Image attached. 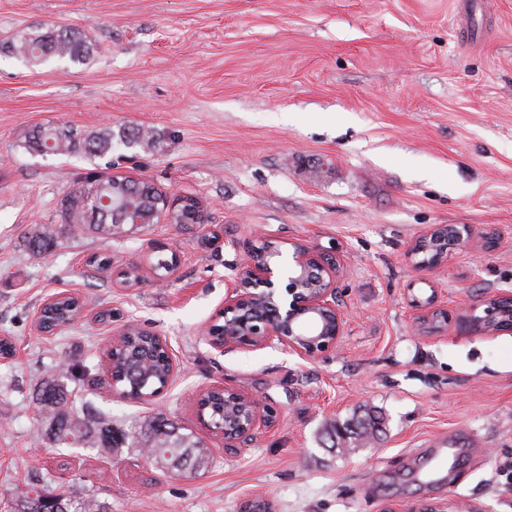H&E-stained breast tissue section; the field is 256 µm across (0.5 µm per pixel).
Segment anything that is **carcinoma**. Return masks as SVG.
Listing matches in <instances>:
<instances>
[{"label":"carcinoma","instance_id":"obj_1","mask_svg":"<svg viewBox=\"0 0 512 512\" xmlns=\"http://www.w3.org/2000/svg\"><path fill=\"white\" fill-rule=\"evenodd\" d=\"M31 66L50 60L83 65L92 49L82 34L73 29L48 28L24 31L0 45V50ZM153 140L144 128L114 134L110 127L98 131H80L73 127L41 124L25 139V149L42 157H80L98 160L89 172L73 179L72 187L60 201L64 223L81 232L92 233L106 240L125 231V227L141 229L145 224L160 221L159 199L163 192L150 180L113 176L112 154L131 149ZM189 204L176 211L173 223L185 226L196 223L199 201L189 196ZM27 247L34 255H42L58 244L55 229L43 224L29 233ZM448 240L441 235L420 245L414 254L416 263L431 267L437 263ZM73 315L68 303L62 301L47 311L46 322L62 324ZM170 364L165 349L152 336L134 334L115 354L112 379L120 392L151 397L167 384ZM40 422L35 439L61 448H95L98 453L112 456L121 448H136L150 462L165 467L168 472L188 477L199 474L211 461L210 448L186 428L164 416L150 420L144 429L125 430L112 426V420L101 415L92 405L76 411L70 404V392L56 378L48 380L38 395ZM205 414L217 428L236 429L232 410L224 409V395L214 394L205 404ZM383 418L374 411L357 415L342 426H332L327 432L332 445L368 443L382 432ZM67 512H108L105 504L81 486L61 491Z\"/></svg>","mask_w":512,"mask_h":512}]
</instances>
